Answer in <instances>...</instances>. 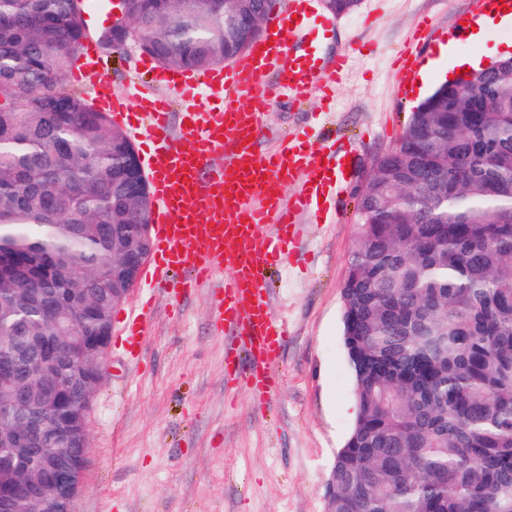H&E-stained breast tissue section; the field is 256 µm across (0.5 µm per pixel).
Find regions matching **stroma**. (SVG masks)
<instances>
[{"label": "stroma", "instance_id": "stroma-1", "mask_svg": "<svg viewBox=\"0 0 512 512\" xmlns=\"http://www.w3.org/2000/svg\"><path fill=\"white\" fill-rule=\"evenodd\" d=\"M476 0H361L334 19L324 55L348 52L332 96L303 105L273 93L263 147L299 132L311 147L349 154L353 166L320 217L304 215L288 258L267 271L269 313L283 322L278 385L269 404L234 387L230 345L215 328L210 288L154 299L136 361L111 345L89 410L84 480L73 512H324L335 456L356 416L343 342L342 288L358 244L357 201L394 149L417 105L400 67L415 46L434 50ZM134 46L99 50L115 92L162 93Z\"/></svg>", "mask_w": 512, "mask_h": 512}]
</instances>
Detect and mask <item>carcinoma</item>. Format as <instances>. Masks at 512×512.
Listing matches in <instances>:
<instances>
[{
	"mask_svg": "<svg viewBox=\"0 0 512 512\" xmlns=\"http://www.w3.org/2000/svg\"><path fill=\"white\" fill-rule=\"evenodd\" d=\"M274 0H124L105 38L165 68L202 72L236 52ZM85 38L74 0H0V242L45 258L0 280V468L87 456L71 410L101 382L112 319V225L131 235L145 201L118 127L66 74ZM343 284L357 415L325 512H512V66L471 91L438 87L414 110L358 205ZM27 339L15 341L18 330ZM81 377L69 402L43 384ZM47 468L9 512H49Z\"/></svg>",
	"mask_w": 512,
	"mask_h": 512,
	"instance_id": "cac0c4a2",
	"label": "carcinoma"
}]
</instances>
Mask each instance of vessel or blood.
Segmentation results:
<instances>
[{
    "instance_id": "1",
    "label": "vessel or blood",
    "mask_w": 512,
    "mask_h": 512,
    "mask_svg": "<svg viewBox=\"0 0 512 512\" xmlns=\"http://www.w3.org/2000/svg\"><path fill=\"white\" fill-rule=\"evenodd\" d=\"M312 2L286 0L241 64L211 69L205 83L221 106L185 112L177 129L168 97H142L132 106L92 69L80 75L94 85L99 110L120 118L145 146L155 201L151 283L171 298L214 287L218 317L236 350L225 369L262 399L275 384L283 335L269 316L264 272L286 259L298 215L345 178L350 165L348 155L326 156L302 142L259 148L271 86L302 101L330 92L343 70V59L328 65L319 52L331 29L328 21L312 20ZM503 7L512 10V0H477L467 22L496 18ZM288 185L297 188L289 198Z\"/></svg>"
}]
</instances>
